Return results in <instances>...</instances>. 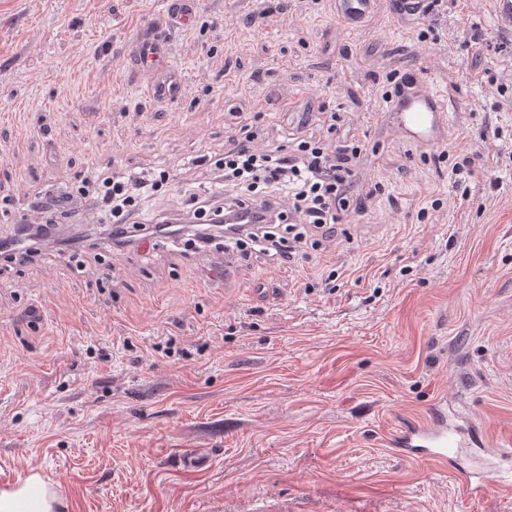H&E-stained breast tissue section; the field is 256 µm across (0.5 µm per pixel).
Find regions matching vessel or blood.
Instances as JSON below:
<instances>
[{"label": "vessel or blood", "instance_id": "b4317fda", "mask_svg": "<svg viewBox=\"0 0 512 512\" xmlns=\"http://www.w3.org/2000/svg\"><path fill=\"white\" fill-rule=\"evenodd\" d=\"M372 3L373 0H338L336 11L347 25L355 27L368 16ZM192 11L191 0H171L164 19L145 24L137 35L132 63L147 77L148 90L157 100L169 102L182 93L180 82L168 68V48L161 32L168 24H187ZM391 112L396 133L423 149L440 144L448 130L447 99L424 84L401 94L392 104ZM388 444L407 460L439 468L459 449L473 446L474 440L458 427L449 425L448 410L439 401L424 419L389 434ZM454 477L460 493L471 499L490 490L507 497L512 495L511 468L498 469L489 477L469 470L455 472Z\"/></svg>", "mask_w": 512, "mask_h": 512}]
</instances>
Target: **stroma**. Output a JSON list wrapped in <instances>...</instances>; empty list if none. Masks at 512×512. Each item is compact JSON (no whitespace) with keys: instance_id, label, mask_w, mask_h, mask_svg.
Here are the masks:
<instances>
[{"instance_id":"1","label":"stroma","mask_w":512,"mask_h":512,"mask_svg":"<svg viewBox=\"0 0 512 512\" xmlns=\"http://www.w3.org/2000/svg\"><path fill=\"white\" fill-rule=\"evenodd\" d=\"M403 2L377 0L352 32L336 0L260 22L261 0H196L169 35L185 93L164 103L128 57L167 0H0V237L83 174L168 169L141 216L180 211L217 191L201 160L222 157L239 112L276 145L327 138L339 112L337 137L364 146L357 186L382 188L286 267L165 240L88 251L79 272L0 271V484L37 474L56 512H512L386 444L441 397L488 447L512 444V13ZM408 75L449 101L441 145L392 130L384 95ZM466 156L498 190L472 179L420 221ZM188 453L206 466L184 468Z\"/></svg>"}]
</instances>
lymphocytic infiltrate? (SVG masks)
<instances>
[{
    "mask_svg": "<svg viewBox=\"0 0 512 512\" xmlns=\"http://www.w3.org/2000/svg\"><path fill=\"white\" fill-rule=\"evenodd\" d=\"M261 126L257 116H245L237 124L231 146L214 166L224 181V204L210 196H195L190 208L180 217H159L140 226L131 236L129 226L138 215L142 193H165L170 181L168 170L147 173L115 174L104 179L88 178L77 190L76 199L95 193L98 206L111 216L113 249L133 243L169 239L205 252L225 246L243 257L259 252L276 265L291 262L303 244L320 246L322 240L335 239L343 218L359 212L362 199L373 196L354 193L356 162L362 153L358 141L333 144L312 138H296L293 148L261 145ZM286 196L287 214L247 215L239 225L225 223L229 207H243L259 198ZM53 220L19 225L14 237L0 238V259L25 263L41 253L40 242L54 230Z\"/></svg>",
    "mask_w": 512,
    "mask_h": 512,
    "instance_id": "1",
    "label": "lymphocytic infiltrate"
}]
</instances>
